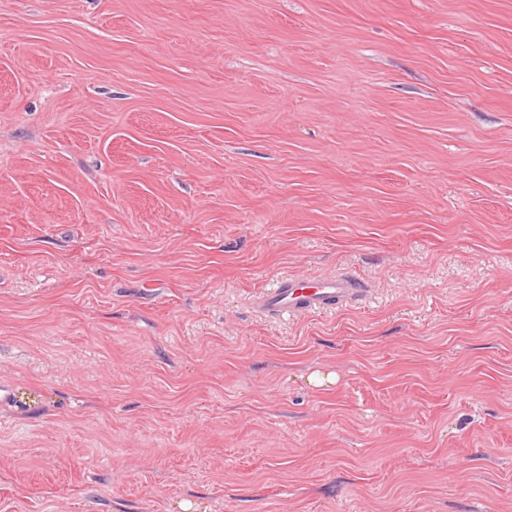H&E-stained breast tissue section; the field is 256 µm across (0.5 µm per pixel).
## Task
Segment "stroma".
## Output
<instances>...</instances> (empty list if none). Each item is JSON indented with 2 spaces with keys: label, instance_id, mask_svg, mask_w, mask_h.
<instances>
[{
  "label": "stroma",
  "instance_id": "35a3bbf8",
  "mask_svg": "<svg viewBox=\"0 0 512 512\" xmlns=\"http://www.w3.org/2000/svg\"><path fill=\"white\" fill-rule=\"evenodd\" d=\"M0 382V512H512V0H0ZM361 284L347 273L317 278H283L258 298V306L273 315L319 310L362 292Z\"/></svg>",
  "mask_w": 512,
  "mask_h": 512
}]
</instances>
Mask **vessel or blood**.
Returning a JSON list of instances; mask_svg holds the SVG:
<instances>
[{
  "label": "vessel or blood",
  "mask_w": 512,
  "mask_h": 512,
  "mask_svg": "<svg viewBox=\"0 0 512 512\" xmlns=\"http://www.w3.org/2000/svg\"><path fill=\"white\" fill-rule=\"evenodd\" d=\"M361 291L360 283L346 273L317 278H284L263 292L258 305L280 316L319 310L349 300Z\"/></svg>",
  "instance_id": "1"
}]
</instances>
